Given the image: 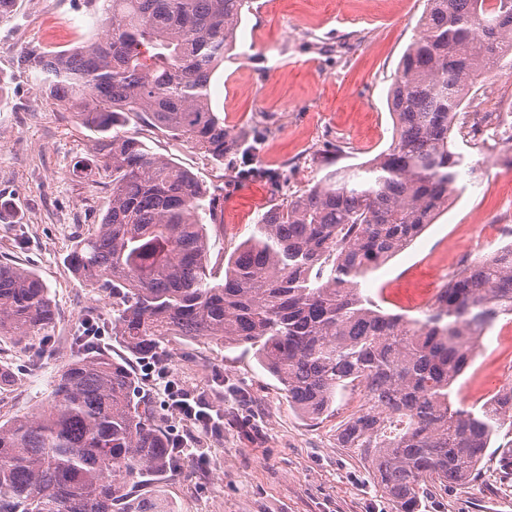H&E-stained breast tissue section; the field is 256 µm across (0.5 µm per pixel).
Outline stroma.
Segmentation results:
<instances>
[{
    "mask_svg": "<svg viewBox=\"0 0 512 512\" xmlns=\"http://www.w3.org/2000/svg\"><path fill=\"white\" fill-rule=\"evenodd\" d=\"M424 7L425 0H252L236 55L212 80V103L230 133L260 135L253 174L235 172L234 159L215 165L184 139L127 122L126 131L154 152L223 187L224 228L210 240L212 261L228 259L265 210L312 186L325 164H362L388 148L387 91ZM100 34L88 0H18L0 19V257L38 274L56 309L49 335L22 345L0 339V361L18 376L0 391V419L48 408L55 374L84 351L82 322L90 318L104 332L100 349L126 362L151 397L159 425L199 450L179 457L161 480L176 512H394L368 466L336 445L356 395L337 398L335 415L312 421L289 406L253 353L203 336L169 337L160 348L171 379L219 417L215 427H201L165 406L139 357L112 335L111 295L70 270L73 238L99 223L107 191L72 178L73 165L92 153L89 133L43 99L24 57ZM274 173L284 176L276 186ZM477 174L448 212L375 273L368 290L388 291V310L417 315L415 301L448 281L440 258L457 241H468L471 260L512 242V169ZM505 330L512 320L499 319L462 387L477 379L493 393L512 385V350L497 346ZM418 512H512V428L494 437L476 478L430 489Z\"/></svg>",
    "mask_w": 512,
    "mask_h": 512,
    "instance_id": "1",
    "label": "stroma"
}]
</instances>
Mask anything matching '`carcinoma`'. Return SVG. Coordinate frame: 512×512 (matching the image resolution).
Masks as SVG:
<instances>
[{"instance_id":"carcinoma-1","label":"carcinoma","mask_w":512,"mask_h":512,"mask_svg":"<svg viewBox=\"0 0 512 512\" xmlns=\"http://www.w3.org/2000/svg\"><path fill=\"white\" fill-rule=\"evenodd\" d=\"M99 1L104 38L25 62L44 99L92 133L75 175L109 178L101 221L67 262L112 293V334L157 360L169 336L252 351L311 420L357 394L336 444L368 464L397 512L473 477L512 426V386L479 406L451 394L481 339L512 317V243L462 264L418 317L386 311L363 285L476 171L453 132L478 76L512 68V0H427L390 86V146L362 172L329 170L270 207L222 276L207 231L224 219L220 187L117 126L133 115L218 165L252 154L254 135L229 134L210 94L248 0ZM55 320L43 280L0 260V338L25 344ZM52 397L48 412L0 422V512H175L160 489L144 492L176 456L127 365L88 351L54 377Z\"/></svg>"}]
</instances>
